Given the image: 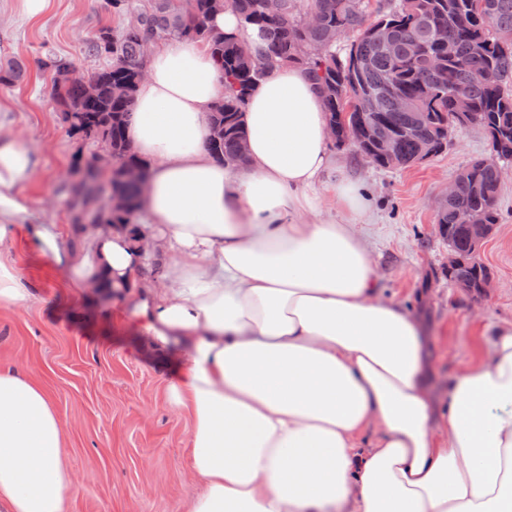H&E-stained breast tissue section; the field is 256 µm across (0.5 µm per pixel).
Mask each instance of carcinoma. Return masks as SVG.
Instances as JSON below:
<instances>
[{
    "instance_id": "cac0c4a2",
    "label": "carcinoma",
    "mask_w": 512,
    "mask_h": 512,
    "mask_svg": "<svg viewBox=\"0 0 512 512\" xmlns=\"http://www.w3.org/2000/svg\"><path fill=\"white\" fill-rule=\"evenodd\" d=\"M227 2L245 25L258 31L260 42L247 57L239 52L244 41L237 35L210 27L213 0H194V13L189 17L173 0H107L114 14L127 15L129 20L112 36V44L96 36L87 45L91 55L112 57L109 66L90 75L98 86V99L84 103V78L74 77L52 86L60 111L86 113L98 129L112 137L128 163L141 164L128 150L126 130L137 83L126 63L141 55L147 41L193 38L210 46L224 73V92L212 108V119L224 123V141L216 150L225 163L236 161L238 142L246 137L242 122L245 99L277 64H295L307 70L329 118L348 113L372 128L385 126L394 133V157L375 158L378 167L407 164L423 144L439 153L449 130L467 125L484 129L497 158H512L497 149V134L512 130V40L503 39L512 36V0H378L374 7L370 0H276L277 9L288 17L279 25L268 23L264 0ZM310 11L320 16V22L307 26L303 18ZM418 16L427 18V24L415 26ZM382 25L396 36L391 46L381 44L373 34ZM340 27L349 30L352 40L344 43L336 37ZM475 71L487 72L488 81L472 82L470 75ZM22 75L23 65L11 60L0 68V83L13 84ZM122 83L129 85L128 91L115 94V86ZM372 97L376 109L370 111L365 101ZM402 97L412 100L425 118L419 134L408 131L409 114L398 107ZM460 98L468 104L470 117L466 120L457 116ZM499 188L497 166L476 161L459 175L456 195L438 212L441 237L463 255H469L470 240L458 227L461 215L479 210L486 223H498ZM113 191L129 197L131 206L123 214L107 218L103 202ZM68 193L73 206L91 224H129L138 205L136 187L112 178L105 182L91 166L69 185ZM486 272L483 264L467 258L465 264L448 272V280L474 283Z\"/></svg>"
}]
</instances>
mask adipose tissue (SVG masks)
I'll list each match as a JSON object with an SVG mask.
<instances>
[{"mask_svg": "<svg viewBox=\"0 0 512 512\" xmlns=\"http://www.w3.org/2000/svg\"><path fill=\"white\" fill-rule=\"evenodd\" d=\"M145 69L128 137L148 190L131 223L81 225L74 244L32 221L39 159L0 122V307L32 299L3 256L22 235L71 287L121 293L116 317H136L147 350L181 351L187 512H512V322L437 407L425 328L377 284L357 230L367 202L313 81L293 65L260 81L239 167L205 149L224 90L208 46L155 45ZM63 446L41 385L1 369L0 512H65L78 488Z\"/></svg>", "mask_w": 512, "mask_h": 512, "instance_id": "1", "label": "adipose tissue"}]
</instances>
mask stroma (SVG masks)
Listing matches in <instances>:
<instances>
[{"label":"stroma","mask_w":512,"mask_h":512,"mask_svg":"<svg viewBox=\"0 0 512 512\" xmlns=\"http://www.w3.org/2000/svg\"><path fill=\"white\" fill-rule=\"evenodd\" d=\"M123 24L104 0H50L31 22L17 14L14 0H0V61L17 59L26 68L21 82L0 83V120L25 130L41 157L25 191L40 221L73 223V212L60 203L61 175L97 149L70 132L51 97L53 73L40 61L53 54L69 61L75 75H89L111 59L88 54L87 43L101 27L117 31ZM336 154L371 202L362 232L379 286L425 324L430 381L438 401L447 402L452 376L490 349L493 325L512 321V179L501 184L499 222L478 255L493 286L476 303L448 279L436 203L470 162L490 158L483 129L454 127L442 152L406 168L377 167L349 146ZM11 257L33 301L22 310L0 308V366L32 373L64 422L63 458L79 487L66 512H184L196 492L184 477L192 420L168 400L175 367L142 351L137 322L113 320L118 295L94 288L77 295L66 272L25 241Z\"/></svg>","instance_id":"stroma-1"}]
</instances>
